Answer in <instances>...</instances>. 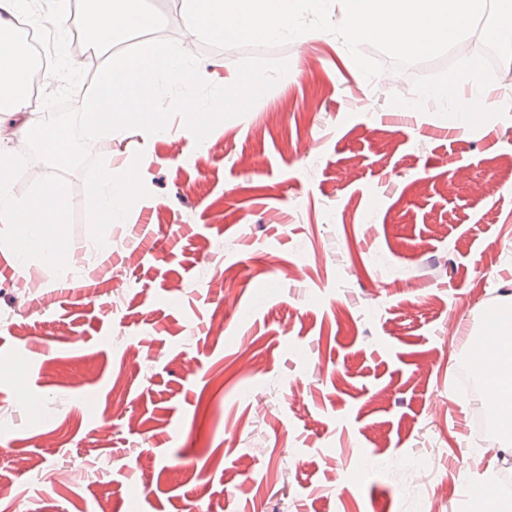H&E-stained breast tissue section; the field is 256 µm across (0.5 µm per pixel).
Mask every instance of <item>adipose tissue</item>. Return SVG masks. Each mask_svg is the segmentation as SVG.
I'll use <instances>...</instances> for the list:
<instances>
[{
	"label": "adipose tissue",
	"instance_id": "adipose-tissue-1",
	"mask_svg": "<svg viewBox=\"0 0 512 512\" xmlns=\"http://www.w3.org/2000/svg\"><path fill=\"white\" fill-rule=\"evenodd\" d=\"M89 4L84 25L100 44H112L118 34L129 29H152L160 23L158 17L142 9L141 0H89ZM27 8L28 0H0V112L28 113L27 124L14 131L25 144L40 120L29 113L32 61L18 44L9 17Z\"/></svg>",
	"mask_w": 512,
	"mask_h": 512
}]
</instances>
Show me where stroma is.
<instances>
[{
  "mask_svg": "<svg viewBox=\"0 0 512 512\" xmlns=\"http://www.w3.org/2000/svg\"><path fill=\"white\" fill-rule=\"evenodd\" d=\"M251 54L288 70L205 145L178 115L92 144L148 191L112 230L122 281L41 267L21 307L0 256V512H429L422 469L442 512L483 497L512 432L476 447L459 369L512 311V113L452 130L411 108L413 71L366 79L328 32Z\"/></svg>",
  "mask_w": 512,
  "mask_h": 512,
  "instance_id": "1",
  "label": "stroma"
}]
</instances>
